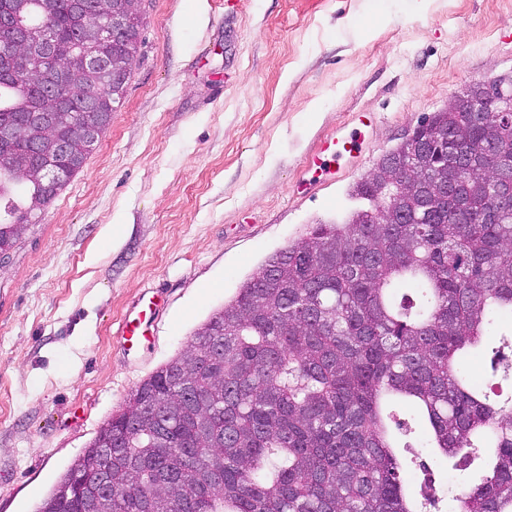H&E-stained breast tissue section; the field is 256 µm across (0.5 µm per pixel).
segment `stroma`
Returning a JSON list of instances; mask_svg holds the SVG:
<instances>
[{
  "instance_id": "obj_1",
  "label": "stroma",
  "mask_w": 512,
  "mask_h": 512,
  "mask_svg": "<svg viewBox=\"0 0 512 512\" xmlns=\"http://www.w3.org/2000/svg\"><path fill=\"white\" fill-rule=\"evenodd\" d=\"M141 52L81 171L0 275V512H36L100 424L274 252L466 85L512 74V0H144ZM370 113L362 160L306 157ZM161 296L148 346L118 328ZM403 466L431 460L389 410Z\"/></svg>"
}]
</instances>
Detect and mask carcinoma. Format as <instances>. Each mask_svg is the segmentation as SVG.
<instances>
[{"instance_id": "1", "label": "carcinoma", "mask_w": 512, "mask_h": 512, "mask_svg": "<svg viewBox=\"0 0 512 512\" xmlns=\"http://www.w3.org/2000/svg\"><path fill=\"white\" fill-rule=\"evenodd\" d=\"M127 0H0L30 33L49 28L58 54L30 59L11 28L0 49V247H18V219L33 221L63 190L30 178L28 143L54 156L56 138L80 143L112 120V75L127 83L144 15L98 41L101 10ZM105 61L85 70L74 48ZM92 95L99 112L23 125L49 92ZM88 154L62 165L74 177ZM512 113L434 112L416 139L384 155L350 193L344 224H315L270 256L99 426L37 512H69L89 477L100 512H424L406 493L383 411L388 397L426 414L427 445L489 472L462 489L459 512H512V397L468 373L459 352L503 321L512 325ZM416 180L395 186L388 165Z\"/></svg>"}]
</instances>
